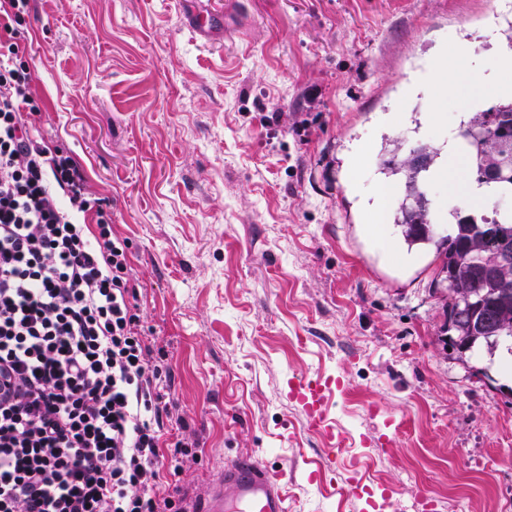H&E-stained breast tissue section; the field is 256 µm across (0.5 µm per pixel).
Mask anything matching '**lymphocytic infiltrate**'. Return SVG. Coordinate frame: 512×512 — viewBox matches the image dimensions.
Instances as JSON below:
<instances>
[{
	"label": "lymphocytic infiltrate",
	"instance_id": "obj_1",
	"mask_svg": "<svg viewBox=\"0 0 512 512\" xmlns=\"http://www.w3.org/2000/svg\"><path fill=\"white\" fill-rule=\"evenodd\" d=\"M26 0H0V512H167L171 377L129 244L71 152L35 134Z\"/></svg>",
	"mask_w": 512,
	"mask_h": 512
}]
</instances>
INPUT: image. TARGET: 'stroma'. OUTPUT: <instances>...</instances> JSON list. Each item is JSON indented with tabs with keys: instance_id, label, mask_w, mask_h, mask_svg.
Returning <instances> with one entry per match:
<instances>
[{
	"instance_id": "1",
	"label": "stroma",
	"mask_w": 512,
	"mask_h": 512,
	"mask_svg": "<svg viewBox=\"0 0 512 512\" xmlns=\"http://www.w3.org/2000/svg\"><path fill=\"white\" fill-rule=\"evenodd\" d=\"M199 10L221 34L188 26ZM511 25L504 0H28L33 123L127 239L152 359L171 373L175 506L244 456L288 512H363L344 490L354 471L390 490L386 512H416L424 493L433 512L512 505V377L458 360L434 250H407L364 202L399 182L380 167L392 140L458 132L459 100L416 75L441 65L475 89L469 58L512 54ZM435 111L445 123L426 121ZM306 373L342 381L341 455L286 396ZM389 421L391 447H375Z\"/></svg>"
}]
</instances>
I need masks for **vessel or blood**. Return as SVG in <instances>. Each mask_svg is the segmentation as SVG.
Here are the masks:
<instances>
[{"label": "vessel or blood", "instance_id": "b4317fda", "mask_svg": "<svg viewBox=\"0 0 512 512\" xmlns=\"http://www.w3.org/2000/svg\"><path fill=\"white\" fill-rule=\"evenodd\" d=\"M340 382L332 377L304 376L288 383V398L300 404L310 430L320 435L328 454H335L342 437L328 417V401ZM287 497L267 470L245 458L212 486L199 512H288Z\"/></svg>", "mask_w": 512, "mask_h": 512}]
</instances>
